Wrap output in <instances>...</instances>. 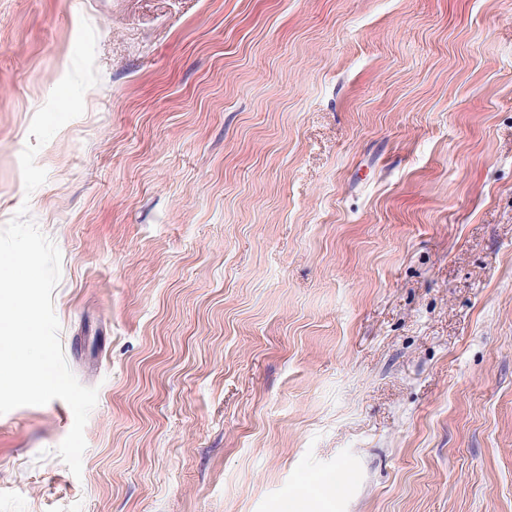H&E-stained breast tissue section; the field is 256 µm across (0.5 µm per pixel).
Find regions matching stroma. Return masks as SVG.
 <instances>
[{
  "instance_id": "obj_1",
  "label": "stroma",
  "mask_w": 512,
  "mask_h": 512,
  "mask_svg": "<svg viewBox=\"0 0 512 512\" xmlns=\"http://www.w3.org/2000/svg\"><path fill=\"white\" fill-rule=\"evenodd\" d=\"M24 204L98 399L78 477L0 415V512H512V0H0Z\"/></svg>"
}]
</instances>
